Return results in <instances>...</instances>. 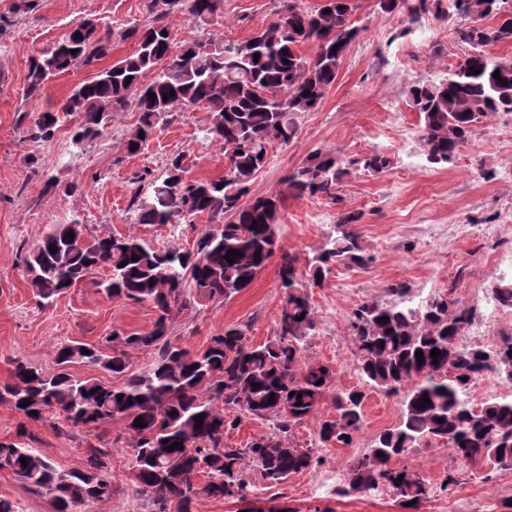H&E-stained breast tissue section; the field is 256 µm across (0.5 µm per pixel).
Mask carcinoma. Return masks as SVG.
I'll use <instances>...</instances> for the list:
<instances>
[{
    "mask_svg": "<svg viewBox=\"0 0 512 512\" xmlns=\"http://www.w3.org/2000/svg\"><path fill=\"white\" fill-rule=\"evenodd\" d=\"M275 21L243 41L217 44L188 39L172 48L167 19L182 14L194 26L211 22L224 0H144L145 18L120 29L119 36L137 44L133 54L117 59L76 86L55 110L26 112L22 119L29 138L49 142L57 129L71 124L78 147L108 133L112 115L139 113L126 137L127 154L140 152L156 127L198 106L211 112L207 138L224 150V173L218 177L186 176L185 159L171 156L165 172L150 180L151 191L135 192L131 207L137 224L167 225L172 216L192 223L207 215L213 226L199 235L191 250L154 248L134 236H86L78 220L53 225L25 257L27 281L38 304H53L66 290L100 269L109 279L99 283L108 296L148 303L156 312L146 333L112 331V353L93 345L64 344L56 353V371L45 372L17 359L11 381L0 386V400L18 416L15 435L0 439V469H7L35 494L51 496L55 512H72L79 499L112 497L108 457L112 449L90 443L83 449L82 469L60 472L32 445L27 423H48L57 433L95 430L114 422L132 448L136 488L148 495L153 512H192L195 496L242 501L250 494L240 463L249 459L271 485L319 463L311 448L286 444L294 426L313 416L327 394L336 415L320 423L322 447L352 445L363 425L365 389L398 396L403 415L398 425L379 431L369 452L353 458L345 483L362 493L384 487L396 491L401 505L415 509L429 498L430 486L417 473L392 462L422 444L441 441L466 463L486 462L512 468V399H495L476 409L464 399L486 372L503 382L502 364H512V339L491 352L465 346L461 339L471 323L470 310L451 294L421 307L404 299L407 286L389 288L401 298L395 304L366 301L352 310L349 321L356 342V370L364 388H333V372L324 364L300 366L305 341L316 328L308 295L299 289L294 257L280 250L277 228L284 197L280 194L247 200L253 177L265 167L272 143L288 145L298 138L303 114L315 111L334 85L351 43L362 28L354 24L355 0H327L305 9L301 0H280ZM445 0H379L386 15L407 16L412 24L426 15L447 14ZM458 13L469 24L458 29L472 52L441 78L417 82L408 89L410 107L421 120L419 141L428 164L444 167L490 112H512V64L492 62L485 48L512 42V10L505 0H459ZM493 18L488 26L484 20ZM112 25L84 19L65 37L32 60L26 97L74 66H88L112 50ZM315 47L314 54L301 52ZM259 59H254V54ZM480 70L475 74L471 68ZM499 72L501 79L493 77ZM363 169L382 173L385 153L361 159ZM356 165L331 152L309 154L286 177L297 196L336 198L341 179ZM361 214L348 212L336 221V236L309 264L318 287L332 266L362 268L371 262L356 231ZM73 233L74 238L67 237ZM56 251H50V246ZM240 255L230 263L227 251ZM281 251L279 276L288 297L282 304L279 332L263 344L247 342L246 333L229 328L211 337L206 349L192 352L170 336L172 312L195 307L196 297L228 300L250 286ZM139 260H133V257ZM151 356L149 367L128 373L127 349ZM440 356L432 358V349ZM88 353H82V350ZM422 351V360L416 352ZM100 367L120 386L96 377L77 378L73 363ZM323 383H318V380ZM430 403L422 408V397ZM29 401L23 407L21 402ZM202 416L197 424L196 416ZM277 418L273 433L243 448L224 444L227 431L242 417ZM142 418L143 427L134 425ZM443 422H438V419ZM179 447L172 450V443ZM26 458L22 465L20 458ZM205 484H200V477Z\"/></svg>",
    "mask_w": 512,
    "mask_h": 512,
    "instance_id": "1",
    "label": "carcinoma"
}]
</instances>
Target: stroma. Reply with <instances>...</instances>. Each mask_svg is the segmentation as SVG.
Returning a JSON list of instances; mask_svg holds the SVG:
<instances>
[{
    "mask_svg": "<svg viewBox=\"0 0 512 512\" xmlns=\"http://www.w3.org/2000/svg\"><path fill=\"white\" fill-rule=\"evenodd\" d=\"M277 7L276 0H224L221 17L205 29L192 28L182 15L170 17L169 24L178 40L199 36L241 41L273 22ZM0 16L9 20L0 28L1 384L9 381L14 359L50 372L63 344L87 343L108 353L112 346L106 338L112 331L144 333L153 327L150 304L113 299L102 291L99 283L107 277L103 270L51 306H40L28 286L24 258L51 225L77 219L94 236L134 235L159 249H192L210 223L207 215L175 227L135 223L131 200L138 177L146 169L161 175L177 153L184 155L193 178L219 176L224 165L204 158L220 151L205 136L211 116L204 109L158 127L133 156L127 155L125 140L138 122L135 112L115 114L108 134L81 147L73 145L69 127H61L45 143L28 139L18 125L22 113L53 110L98 69L132 54L136 44L113 37L110 57L59 74L34 100L25 96L31 57L50 49L82 19L115 27L143 19V0H32L30 9L20 14L14 11V0H0ZM353 19L362 33L345 55L335 84L319 108L303 116L294 142L270 145L266 166L249 186L253 197L285 194L280 242L295 257L303 282L337 217L349 211L362 215L359 244L371 263L355 270L333 267L321 286L307 290L317 328L305 343L302 360L329 366L340 389L361 384L349 314L366 301L389 302L392 284H406L412 299L453 293L479 320L497 288L512 283V275L495 262L496 255L512 250V112L483 119L444 168L428 166L419 156L418 140L405 137L406 129L420 123L408 102L410 85L442 75L467 51L454 34L463 17L452 12L425 15L405 37L400 34L403 16L382 13L378 0H358ZM394 111L401 113V124L392 122ZM319 149L348 160L381 151L390 165L380 174L353 171L333 199L288 195V171ZM72 182L80 183V191L66 193ZM279 265V259H272L230 300L203 299L196 307L174 312L172 339L196 351L232 327L245 330L255 345L275 337L285 299ZM400 416L398 397L367 392L364 426L352 446L317 448L321 465L291 475L281 486L268 485L247 460L241 464L242 475L267 512H405L388 488L347 493L340 480L320 491L314 488L322 474L344 472L349 459L371 448L374 435L396 425ZM28 430L61 471L82 467L86 442L111 444L112 496L82 505L81 512H116L122 506L128 512H151L148 496L137 492L133 482L130 449L119 425L59 434L49 424L32 423ZM405 464L432 488L417 512H506L504 503L512 498V469L461 462L440 442L414 449ZM451 473L457 478L454 489L441 491ZM0 497L10 500L16 512H54L49 496L33 494L6 469L0 470Z\"/></svg>",
    "mask_w": 512,
    "mask_h": 512,
    "instance_id": "35a3bbf8",
    "label": "stroma"
}]
</instances>
